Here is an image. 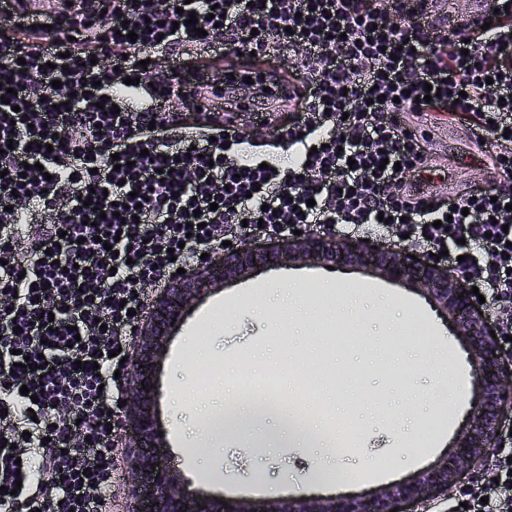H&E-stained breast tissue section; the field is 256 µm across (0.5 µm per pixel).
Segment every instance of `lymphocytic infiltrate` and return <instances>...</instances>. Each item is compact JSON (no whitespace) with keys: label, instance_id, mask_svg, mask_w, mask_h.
<instances>
[{"label":"lymphocytic infiltrate","instance_id":"f902f5d3","mask_svg":"<svg viewBox=\"0 0 512 512\" xmlns=\"http://www.w3.org/2000/svg\"><path fill=\"white\" fill-rule=\"evenodd\" d=\"M425 2L71 0L34 29L0 0V505L112 512L124 391L111 352L129 348L152 292L227 240L382 215L426 254L466 239L479 255L454 269L512 336V10L495 0L489 29L437 31L416 20ZM216 44L303 83L287 170L261 168L240 128L183 113L172 68ZM404 112L481 128L509 182L430 200L427 142ZM32 454L52 485L34 483ZM470 497L473 512H512V464L494 459Z\"/></svg>","mask_w":512,"mask_h":512}]
</instances>
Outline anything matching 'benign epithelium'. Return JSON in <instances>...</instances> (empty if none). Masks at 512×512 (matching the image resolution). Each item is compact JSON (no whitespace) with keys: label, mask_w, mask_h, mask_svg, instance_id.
<instances>
[{"label":"benign epithelium","mask_w":512,"mask_h":512,"mask_svg":"<svg viewBox=\"0 0 512 512\" xmlns=\"http://www.w3.org/2000/svg\"><path fill=\"white\" fill-rule=\"evenodd\" d=\"M410 250L374 249L365 243L347 246L332 236L309 229L278 237L275 244L254 248L236 245L217 258L180 275L151 297L147 313L132 340L133 353L125 374L127 404L117 421L119 453L125 459L127 491L119 512H390L457 490L460 476L481 477L482 465L501 448L503 417L512 412V355L500 338L492 337L480 304L448 267L431 259L408 257ZM373 265L387 280L409 283L428 296L435 310L451 320L469 343L478 399L455 448L428 471L393 487L361 495L262 500L224 506V499L191 487L162 453L165 438L154 409L156 369L167 336L186 311L211 288L259 269L287 264ZM463 298H458V295Z\"/></svg>","instance_id":"1"}]
</instances>
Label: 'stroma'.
<instances>
[{"mask_svg":"<svg viewBox=\"0 0 512 512\" xmlns=\"http://www.w3.org/2000/svg\"><path fill=\"white\" fill-rule=\"evenodd\" d=\"M403 121L410 129L419 122L425 126L428 164L435 171L432 192L449 183L469 190L493 188L483 154L468 149L464 124L449 123L433 112H409ZM450 127L460 137L451 151L444 147ZM301 271L305 285L289 292L278 287L292 272L288 266L214 290L170 336L161 360L157 410L167 447L178 457L184 479L216 474L211 490L230 502L297 498L306 495L317 478L337 493L390 486L392 479L421 473L445 455L466 421V410H455L454 402L473 397L472 390L458 388L463 371L472 367L470 356L462 352L448 322L424 296L365 268L305 265ZM346 318L365 341L331 358L327 372H359L356 392L388 393L393 406L389 414L360 404L349 408L345 424L358 433L355 448L334 456L319 474L317 449L305 444L278 446L274 421L257 427L258 440L247 456L240 453L234 437L223 438L215 451L198 444L200 419L192 404L223 398L227 357L250 358L264 348L270 350L273 362L282 364L287 356L314 352L311 337ZM281 331L287 340L279 344L274 337ZM197 346L204 348L210 362V381L205 386L198 382L196 361L183 356L186 349ZM408 357L418 359L419 367L402 385L393 370L403 367ZM408 405L415 408L419 431L431 436L428 446L415 448L402 438L401 416Z\"/></svg>","mask_w":512,"mask_h":512,"instance_id":"35a3bbf8","label":"stroma"}]
</instances>
